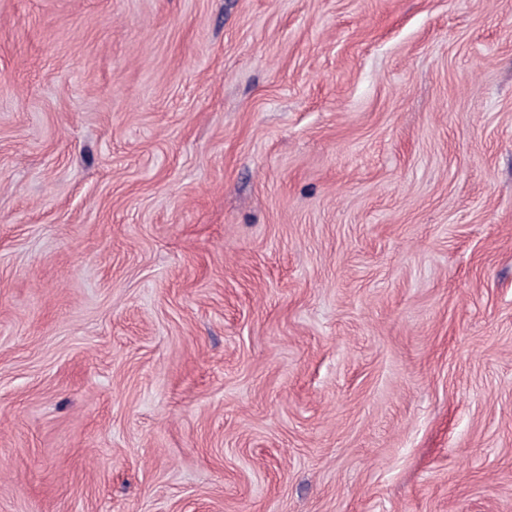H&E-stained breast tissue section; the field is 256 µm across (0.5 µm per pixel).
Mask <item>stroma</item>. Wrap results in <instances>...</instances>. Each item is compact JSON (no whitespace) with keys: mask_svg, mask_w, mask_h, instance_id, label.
<instances>
[{"mask_svg":"<svg viewBox=\"0 0 512 512\" xmlns=\"http://www.w3.org/2000/svg\"><path fill=\"white\" fill-rule=\"evenodd\" d=\"M0 512H512V0H0Z\"/></svg>","mask_w":512,"mask_h":512,"instance_id":"obj_1","label":"stroma"}]
</instances>
